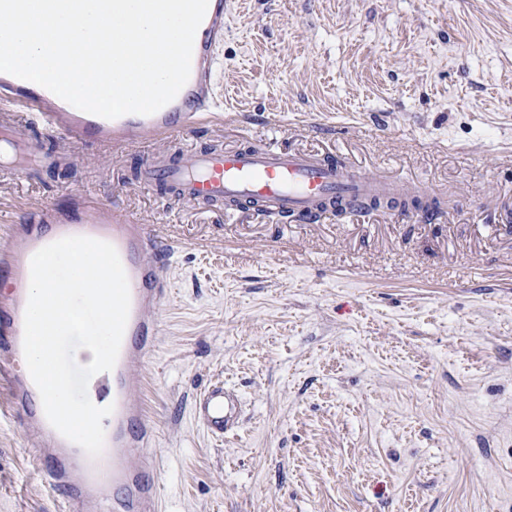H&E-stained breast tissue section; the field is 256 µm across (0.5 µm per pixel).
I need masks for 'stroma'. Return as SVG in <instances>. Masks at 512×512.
<instances>
[{
	"label": "stroma",
	"instance_id": "obj_1",
	"mask_svg": "<svg viewBox=\"0 0 512 512\" xmlns=\"http://www.w3.org/2000/svg\"><path fill=\"white\" fill-rule=\"evenodd\" d=\"M223 122L170 153L287 148L441 202L282 219L167 203L156 144L0 180V217L79 193L174 246L139 392L163 512H512V0H227ZM221 380L237 431L191 405ZM0 417V512H58Z\"/></svg>",
	"mask_w": 512,
	"mask_h": 512
}]
</instances>
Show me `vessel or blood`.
Listing matches in <instances>:
<instances>
[{
    "instance_id": "obj_1",
    "label": "vessel or blood",
    "mask_w": 512,
    "mask_h": 512,
    "mask_svg": "<svg viewBox=\"0 0 512 512\" xmlns=\"http://www.w3.org/2000/svg\"><path fill=\"white\" fill-rule=\"evenodd\" d=\"M226 0H209L194 40L191 74L177 96L151 115L106 119L83 112L26 80L0 78V175L69 164L68 148L109 147L136 138L165 141L175 133L213 121V74L224 41ZM144 186L165 185L168 201L195 207H251L276 216H313L324 202L345 197L358 204L382 193L405 191L402 183L357 175L312 154L278 149H212L175 156L160 150L142 167ZM76 215L46 205L30 208L24 221L0 226V278L11 291L0 294V387L8 413L28 430V444L45 468L43 483L61 496L63 512H161V490L147 456L155 430L137 396L136 368L152 353L161 313L169 296L164 272L170 248L161 246L146 225L119 220L95 195L79 196ZM81 235L111 243L126 272L131 307L117 363L89 382L96 404L113 406L104 418L105 445L89 457L48 421L23 353L25 288L33 255L52 239ZM192 414L213 437L236 428L238 395L215 382L196 394Z\"/></svg>"
}]
</instances>
